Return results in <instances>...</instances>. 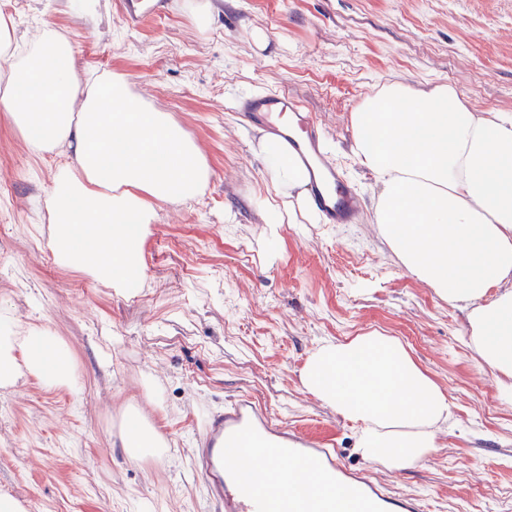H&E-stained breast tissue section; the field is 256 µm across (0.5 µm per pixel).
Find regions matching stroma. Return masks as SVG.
<instances>
[{
    "mask_svg": "<svg viewBox=\"0 0 512 512\" xmlns=\"http://www.w3.org/2000/svg\"><path fill=\"white\" fill-rule=\"evenodd\" d=\"M187 2L168 0L132 29L114 0H98L91 19L70 0H0L19 42L52 25L80 79L122 78L182 126L209 168L195 199L156 204L141 246L147 285L120 296L60 266L49 246L41 201L69 149L35 150L0 109V313L62 338L77 370L69 388L31 377L0 388V495L26 512H224L195 448L207 420L245 393L426 512H512V403L467 347L463 312L406 273L372 224L374 180L353 156L350 125L394 77L512 112V0H212L205 30ZM267 90L315 113L330 159L363 197L359 223L280 225L272 255L254 151L263 131L233 108ZM372 331L397 337L451 404L435 450L401 471L366 464L356 426L299 380L323 343ZM131 405L166 438L162 457L121 448L116 422Z\"/></svg>",
    "mask_w": 512,
    "mask_h": 512,
    "instance_id": "35a3bbf8",
    "label": "stroma"
}]
</instances>
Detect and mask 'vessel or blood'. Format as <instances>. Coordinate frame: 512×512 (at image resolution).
<instances>
[{
  "mask_svg": "<svg viewBox=\"0 0 512 512\" xmlns=\"http://www.w3.org/2000/svg\"><path fill=\"white\" fill-rule=\"evenodd\" d=\"M235 109L251 125L284 140L307 167L308 193L325 223H356L361 196L329 163L322 130L296 98L280 92L252 94L238 98ZM205 431L197 467L208 494L223 501L224 512H267L269 497L285 480L319 483L324 490L320 512H424L422 500L393 494L366 471L349 469L331 443L272 423L248 395L210 419ZM270 454L292 460L294 470L285 476L275 469L249 472L242 465L243 457Z\"/></svg>",
  "mask_w": 512,
  "mask_h": 512,
  "instance_id": "b4317fda",
  "label": "vessel or blood"
}]
</instances>
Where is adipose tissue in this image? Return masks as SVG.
I'll return each mask as SVG.
<instances>
[{"instance_id": "ef3b65f1", "label": "adipose tissue", "mask_w": 512, "mask_h": 512, "mask_svg": "<svg viewBox=\"0 0 512 512\" xmlns=\"http://www.w3.org/2000/svg\"><path fill=\"white\" fill-rule=\"evenodd\" d=\"M0 106L36 149L60 145L45 205L58 262L86 271L121 295L146 284L141 243L158 202L196 197L208 166L168 113L133 95L118 77L80 83L69 41L46 27L17 51L0 17ZM352 152L375 180L372 221L403 268L465 311L467 346L480 369L512 399V113L476 110L446 84L419 91L401 80L366 95L351 115ZM274 200L265 208L274 252L277 228L320 220L303 165L279 138L257 144ZM69 345L43 327L0 315V387L26 376L48 388L72 386ZM303 388L358 424L360 456L390 471L418 463L436 446L450 403L401 342L373 331L313 352ZM120 443L132 458L162 453L166 441L140 410L125 414Z\"/></svg>"}]
</instances>
